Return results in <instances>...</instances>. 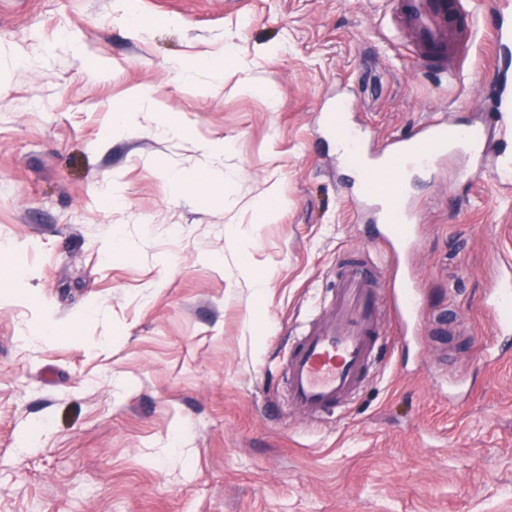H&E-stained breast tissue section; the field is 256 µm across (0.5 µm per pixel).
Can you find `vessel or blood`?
<instances>
[{
    "mask_svg": "<svg viewBox=\"0 0 512 512\" xmlns=\"http://www.w3.org/2000/svg\"><path fill=\"white\" fill-rule=\"evenodd\" d=\"M402 16L412 27L422 51L432 52L434 62L449 82L462 79L447 50L453 36L448 25L445 0H401ZM498 18L493 31L496 46H512V0H493ZM345 93H337L335 112L324 120L336 139V160L358 170L360 196L353 209L356 223L373 221L384 226L382 237L392 248L412 245V212L399 171L408 163L423 167L438 164L447 155L448 144L465 140L470 144L472 172L489 175L499 188L512 187V155L499 153L491 145L488 130L478 124L458 125L430 120L416 126L410 135L397 137L376 152V164L363 162V131L345 121L353 107ZM378 265L360 260L343 272L336 297L327 316L303 331L288 352V399L292 406L313 418L334 415L360 389L364 376L378 353L380 328L376 319L374 284ZM497 329L512 326V281L499 280L485 299ZM398 321L417 320L416 299L405 290L392 294Z\"/></svg>",
    "mask_w": 512,
    "mask_h": 512,
    "instance_id": "1",
    "label": "vessel or blood"
}]
</instances>
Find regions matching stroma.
<instances>
[{"label":"stroma","instance_id":"35a3bbf8","mask_svg":"<svg viewBox=\"0 0 512 512\" xmlns=\"http://www.w3.org/2000/svg\"><path fill=\"white\" fill-rule=\"evenodd\" d=\"M399 12L0 0V512H512V336L483 303L512 254V198L461 157L409 170L420 235L391 254L379 225L352 223L339 184L354 174L319 132L340 89L376 145L493 116L512 84V53L493 64L495 14L460 9L471 36L451 84ZM228 45L240 64L200 74ZM350 257L383 266L384 349L355 399L314 422L288 401L285 358ZM246 264L270 274L263 295ZM405 270L418 327L393 320L388 282Z\"/></svg>","mask_w":512,"mask_h":512}]
</instances>
